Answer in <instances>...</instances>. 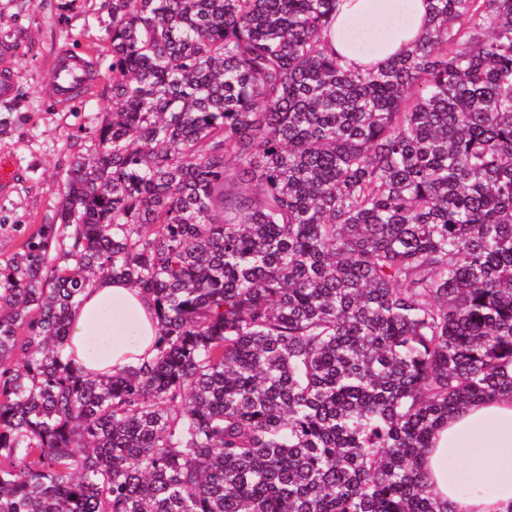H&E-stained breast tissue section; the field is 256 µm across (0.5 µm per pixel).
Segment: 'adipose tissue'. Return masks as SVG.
I'll use <instances>...</instances> for the list:
<instances>
[{"label": "adipose tissue", "instance_id": "1", "mask_svg": "<svg viewBox=\"0 0 512 512\" xmlns=\"http://www.w3.org/2000/svg\"><path fill=\"white\" fill-rule=\"evenodd\" d=\"M428 16V0H337L327 38L349 65L381 67L418 39ZM71 320L70 350L86 372L111 376L156 355L153 304L123 280L96 282ZM452 456L488 477L492 493L460 494L448 473ZM423 460L433 492L453 512H512V394L450 413Z\"/></svg>", "mask_w": 512, "mask_h": 512}]
</instances>
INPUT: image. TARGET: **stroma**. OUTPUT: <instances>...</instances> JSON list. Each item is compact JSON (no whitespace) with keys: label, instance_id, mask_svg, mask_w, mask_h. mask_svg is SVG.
Wrapping results in <instances>:
<instances>
[{"label":"stroma","instance_id":"obj_1","mask_svg":"<svg viewBox=\"0 0 512 512\" xmlns=\"http://www.w3.org/2000/svg\"><path fill=\"white\" fill-rule=\"evenodd\" d=\"M110 7L111 0H0V49L16 75L13 95L0 99V156L14 162V179L0 192L2 262L38 225L53 222L73 157L91 149L96 117L111 106L105 75L72 106L57 107L49 94L64 49L94 50L106 68Z\"/></svg>","mask_w":512,"mask_h":512}]
</instances>
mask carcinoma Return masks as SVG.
I'll return each instance as SVG.
<instances>
[{"label":"carcinoma","instance_id":"carcinoma-1","mask_svg":"<svg viewBox=\"0 0 512 512\" xmlns=\"http://www.w3.org/2000/svg\"><path fill=\"white\" fill-rule=\"evenodd\" d=\"M336 0H112L111 110L0 265V512H452L439 423L512 393V0L383 67ZM100 277L155 358L73 365Z\"/></svg>","mask_w":512,"mask_h":512}]
</instances>
